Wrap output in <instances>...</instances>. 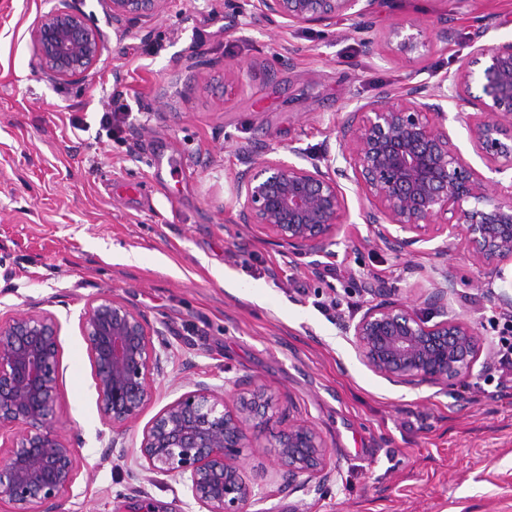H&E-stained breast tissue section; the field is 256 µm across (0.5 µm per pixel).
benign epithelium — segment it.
<instances>
[{
  "mask_svg": "<svg viewBox=\"0 0 512 512\" xmlns=\"http://www.w3.org/2000/svg\"><path fill=\"white\" fill-rule=\"evenodd\" d=\"M372 0H260L272 24L311 25L352 20ZM168 0H106L112 28L120 35L159 16ZM39 67L56 83L83 80L97 65L104 41L85 14L59 0L31 28ZM382 41L394 55H408L448 42V31L429 37L420 26L390 27ZM457 68L434 89L426 82L383 92L357 105L339 127L337 150L314 162L291 145L293 160L243 155L237 177L239 219L275 242L309 255H325L349 220L345 183L368 201L364 223L391 249L447 235L489 274L504 278L512 265V185L492 188L448 133L450 99L468 101L476 112L457 119L469 131L474 152L497 173L512 170V40L471 44ZM441 281L423 306L385 303L369 308L345 328L361 362L395 386L442 390L462 381L484 345L477 329L448 309L456 277ZM432 311V323L422 309ZM80 328L88 346L101 416L117 431L135 423L153 398L151 375L162 357L141 313L110 297L94 299ZM57 323L31 308L0 320V430L10 437L0 458V505L8 512H58L80 472L58 426ZM272 396L256 385L229 397L200 383L167 404L144 429L136 453L156 475H179L205 512H247L255 492L244 460L270 455L288 482L320 485L330 476V449L312 425L294 422L266 435Z\"/></svg>",
  "mask_w": 512,
  "mask_h": 512,
  "instance_id": "benign-epithelium-1",
  "label": "benign epithelium"
}]
</instances>
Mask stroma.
<instances>
[{"label": "stroma", "instance_id": "35a3bbf8", "mask_svg": "<svg viewBox=\"0 0 512 512\" xmlns=\"http://www.w3.org/2000/svg\"><path fill=\"white\" fill-rule=\"evenodd\" d=\"M57 0H0V317L38 307L58 325L59 425L81 466L59 512H200L179 475L157 476L135 449L170 402L207 384L220 393L262 385L269 432L312 424L332 450L320 487L295 484L272 458L251 457L249 512H512V374L484 354L447 390L390 384L359 359L345 325L381 302H418L444 265L451 306L498 345L501 282L444 237L392 250L362 220L324 257L293 253L241 223L232 185L242 150L287 158L334 143L351 98L437 82L472 43L512 39V0H373L359 21L276 27L236 0H169L120 37L103 0H69L105 46L74 84L39 69L35 18ZM447 26V46L391 57L393 25ZM240 86L224 88V68ZM448 103L454 143L487 171ZM139 181L137 195L119 182ZM110 297L163 333L155 394L114 431L99 410L80 319ZM336 302L335 316L322 306Z\"/></svg>", "mask_w": 512, "mask_h": 512}]
</instances>
